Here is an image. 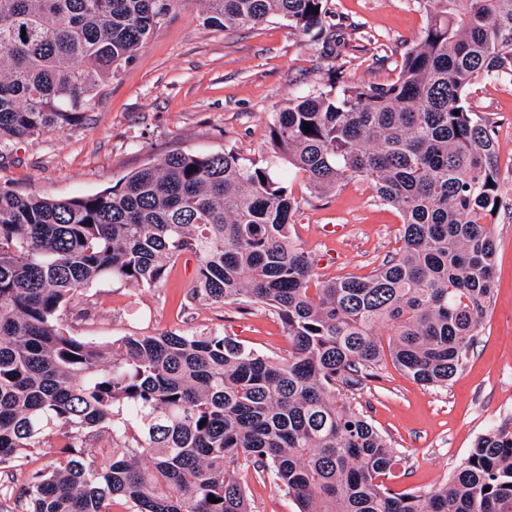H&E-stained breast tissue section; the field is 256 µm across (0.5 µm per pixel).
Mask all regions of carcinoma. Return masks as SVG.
<instances>
[{"label": "carcinoma", "instance_id": "carcinoma-1", "mask_svg": "<svg viewBox=\"0 0 512 512\" xmlns=\"http://www.w3.org/2000/svg\"><path fill=\"white\" fill-rule=\"evenodd\" d=\"M191 2L0 0V148L77 123ZM201 2L224 30L279 17L330 34L328 0ZM419 2L427 25L396 79L339 73L289 100L261 160L172 152L84 197L0 186V475L28 450L51 458L19 493L22 512H251L243 466L298 512H512V430L482 435L440 488L396 492L383 481L393 449L348 401L387 355L448 384L493 295L497 142L463 93L512 82V0ZM285 169L317 195L366 183L401 216L396 256L367 277L318 279L290 236ZM187 253L192 298L276 314L288 356L214 331L101 345L63 328L78 290L157 288Z\"/></svg>", "mask_w": 512, "mask_h": 512}]
</instances>
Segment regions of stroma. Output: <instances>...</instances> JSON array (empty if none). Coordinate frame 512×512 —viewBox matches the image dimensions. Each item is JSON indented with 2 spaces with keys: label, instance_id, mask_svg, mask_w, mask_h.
<instances>
[{
  "label": "stroma",
  "instance_id": "obj_1",
  "mask_svg": "<svg viewBox=\"0 0 512 512\" xmlns=\"http://www.w3.org/2000/svg\"><path fill=\"white\" fill-rule=\"evenodd\" d=\"M328 8V23L342 27L353 48L349 75L365 83L394 79L426 24L416 0H328ZM205 18L204 6L193 0L161 26L79 122L1 155L0 185L45 198L87 196L177 150L264 154L270 114L332 81L328 46L296 34L280 18L228 32ZM467 103L495 127L500 192L508 203L491 221L494 290L479 342L448 385L417 383L387 359L353 395L356 409L396 452L385 483L397 491L442 486L481 435L512 429V85L480 80ZM290 186L300 202L291 236L315 260L320 279L370 275L401 247L398 212L375 202L365 183L324 196L310 194L300 177ZM194 281L189 256L157 288L101 280L74 296L65 327L103 344L214 330L258 353L287 355L289 340L276 316L193 301Z\"/></svg>",
  "mask_w": 512,
  "mask_h": 512
}]
</instances>
